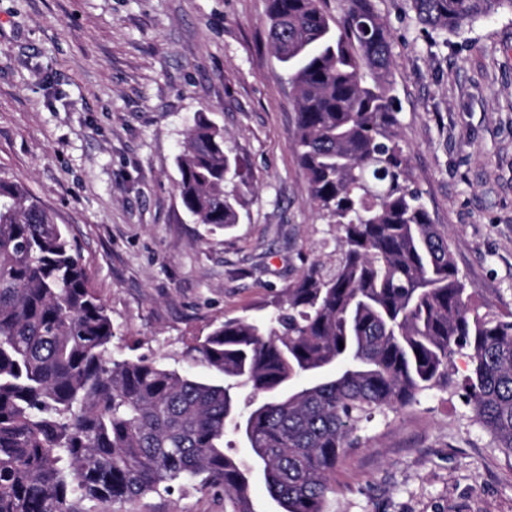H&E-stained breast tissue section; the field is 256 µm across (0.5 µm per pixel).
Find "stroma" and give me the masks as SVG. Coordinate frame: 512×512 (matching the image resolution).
Segmentation results:
<instances>
[{"label": "stroma", "mask_w": 512, "mask_h": 512, "mask_svg": "<svg viewBox=\"0 0 512 512\" xmlns=\"http://www.w3.org/2000/svg\"><path fill=\"white\" fill-rule=\"evenodd\" d=\"M391 29V80L411 179L480 304L512 311V11L456 35L411 0H370ZM268 0H0V174L66 225L115 328L116 358L206 375L187 345L267 314L306 260L336 258L307 203L289 73ZM248 166L239 221L194 223L176 157L194 119ZM376 417L341 456L330 512H512V455L458 383ZM109 512H230L175 488Z\"/></svg>", "instance_id": "stroma-1"}]
</instances>
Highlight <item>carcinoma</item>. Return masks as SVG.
Returning a JSON list of instances; mask_svg holds the SVG:
<instances>
[{"instance_id": "carcinoma-1", "label": "carcinoma", "mask_w": 512, "mask_h": 512, "mask_svg": "<svg viewBox=\"0 0 512 512\" xmlns=\"http://www.w3.org/2000/svg\"><path fill=\"white\" fill-rule=\"evenodd\" d=\"M440 33L512 0H412ZM275 53L296 90L294 143L336 261L315 258L264 317L224 320L187 347L214 378L112 358V318L63 225L0 176V512H82L96 501L223 487L255 512L254 474L281 512H328L333 475L364 424L448 387L512 454V313L479 312L448 234L413 185L390 80L389 30L365 0L337 23L323 0H269ZM198 224L238 223L243 165L200 117L177 157ZM344 347H339V343ZM233 435L247 458L224 451Z\"/></svg>"}]
</instances>
